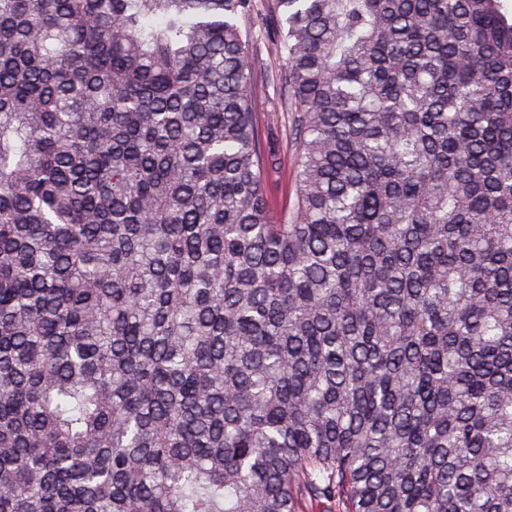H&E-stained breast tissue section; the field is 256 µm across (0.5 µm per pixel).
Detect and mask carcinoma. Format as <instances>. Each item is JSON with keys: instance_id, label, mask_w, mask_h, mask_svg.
I'll return each instance as SVG.
<instances>
[{"instance_id": "cac0c4a2", "label": "carcinoma", "mask_w": 512, "mask_h": 512, "mask_svg": "<svg viewBox=\"0 0 512 512\" xmlns=\"http://www.w3.org/2000/svg\"><path fill=\"white\" fill-rule=\"evenodd\" d=\"M0 0V512H512V17ZM270 0H253L254 17L242 23L253 35L252 65L254 71V93L256 98V120L261 131L264 147L275 159V166L267 175V189L273 203L279 207L294 201L293 167L296 145L292 131V114L284 102L280 75L285 68V59L274 50L272 42L274 26L270 34L259 35L253 28L256 16L269 17Z\"/></svg>"}]
</instances>
